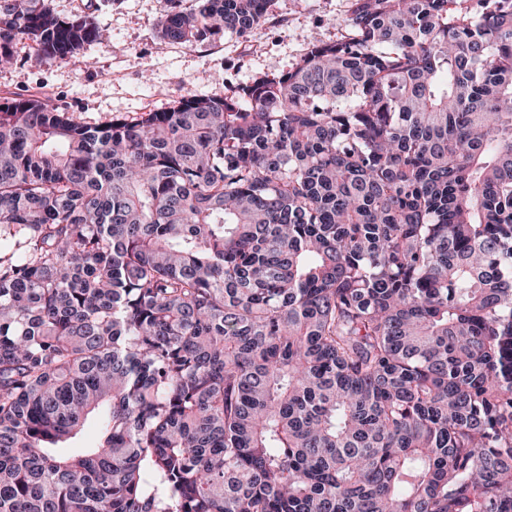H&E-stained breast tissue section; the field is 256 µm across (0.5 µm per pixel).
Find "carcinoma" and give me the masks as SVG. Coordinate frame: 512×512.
Segmentation results:
<instances>
[{
    "label": "carcinoma",
    "mask_w": 512,
    "mask_h": 512,
    "mask_svg": "<svg viewBox=\"0 0 512 512\" xmlns=\"http://www.w3.org/2000/svg\"><path fill=\"white\" fill-rule=\"evenodd\" d=\"M348 25L136 117L0 99V512H512V0ZM101 36L0 0V65Z\"/></svg>",
    "instance_id": "cac0c4a2"
}]
</instances>
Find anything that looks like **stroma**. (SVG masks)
<instances>
[{"instance_id": "stroma-1", "label": "stroma", "mask_w": 512, "mask_h": 512, "mask_svg": "<svg viewBox=\"0 0 512 512\" xmlns=\"http://www.w3.org/2000/svg\"><path fill=\"white\" fill-rule=\"evenodd\" d=\"M164 9L165 0H113L94 14L107 38L64 60L36 58L33 45L20 42L13 64L0 68V97H45L89 123L165 110L192 93L220 97L339 39L352 0H273L252 32L197 44L159 37Z\"/></svg>"}]
</instances>
